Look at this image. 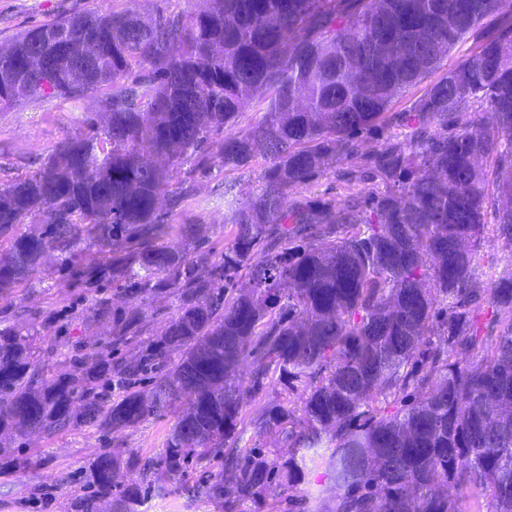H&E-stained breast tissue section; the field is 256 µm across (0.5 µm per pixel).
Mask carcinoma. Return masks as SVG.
<instances>
[{
  "label": "carcinoma",
  "mask_w": 512,
  "mask_h": 512,
  "mask_svg": "<svg viewBox=\"0 0 512 512\" xmlns=\"http://www.w3.org/2000/svg\"><path fill=\"white\" fill-rule=\"evenodd\" d=\"M170 2L147 19L125 8L59 19L0 50L1 109L107 90L102 125L0 186V293L47 255L65 268L93 245L112 264L85 267L84 282L112 278L128 322L157 294L176 304L160 336L122 328L82 351L81 371L52 378L30 336L0 329V442L174 417L143 483L112 495L120 460L103 456L80 512H135L153 482L206 457L220 469L197 492L228 510L306 486L323 466L336 512H474L472 498L512 512V281L492 288L477 274L487 235L512 239V0ZM493 15L494 35L433 77ZM33 56L40 81L25 69ZM254 101L259 115L238 128ZM378 133L385 145L364 148ZM216 134L224 167L266 163L259 193L227 201L232 240L218 260L164 244L161 214ZM356 155L374 187L340 205L290 197ZM29 217L39 224L26 231ZM483 304L495 335L474 315ZM130 344L135 361H112ZM246 364L255 391L302 390V418L285 398L251 420L296 449L286 459L238 447Z\"/></svg>",
  "instance_id": "obj_1"
}]
</instances>
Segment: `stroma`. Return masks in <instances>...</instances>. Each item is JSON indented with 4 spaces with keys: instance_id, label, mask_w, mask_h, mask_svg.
Instances as JSON below:
<instances>
[{
    "instance_id": "obj_1",
    "label": "stroma",
    "mask_w": 512,
    "mask_h": 512,
    "mask_svg": "<svg viewBox=\"0 0 512 512\" xmlns=\"http://www.w3.org/2000/svg\"><path fill=\"white\" fill-rule=\"evenodd\" d=\"M112 6L113 0H0V47L9 48L25 30L86 12L105 13ZM102 97V92L91 91L76 104L32 98L0 111V183L42 169L60 141L85 131V120L99 114ZM361 165V157L349 158L292 194L343 201L349 192L361 189V182L347 178ZM264 167L259 159L249 168L226 170L218 145H211L207 171L184 181L183 200L166 218L170 224L202 225L201 240L185 241L175 234L170 243L189 250L200 244L221 255L231 239V229L224 224V193L232 191L240 199L257 193ZM102 303L113 309L124 306L125 300L111 281L84 287L75 269L61 268L50 258L28 284L0 294V327L13 325L31 334L49 372L68 373L73 369L71 356L84 343L112 334L111 316L95 314ZM172 425L171 417H151L112 435L79 426L51 437L35 433L15 440L5 458L18 469L0 474V512H76V502L92 493V468L103 455L134 458L137 468H122L116 482L122 488L139 482L140 463L159 458ZM215 510L205 498L189 496L173 483L146 493L138 505V512Z\"/></svg>"
}]
</instances>
